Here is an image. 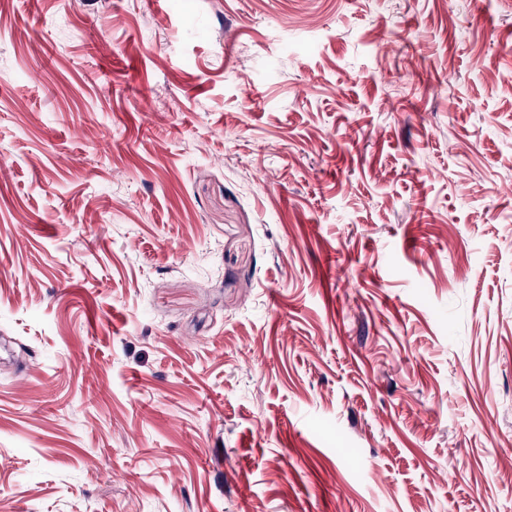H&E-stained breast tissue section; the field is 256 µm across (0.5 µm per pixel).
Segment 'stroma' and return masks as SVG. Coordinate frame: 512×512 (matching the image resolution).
Returning <instances> with one entry per match:
<instances>
[{"label":"stroma","mask_w":512,"mask_h":512,"mask_svg":"<svg viewBox=\"0 0 512 512\" xmlns=\"http://www.w3.org/2000/svg\"><path fill=\"white\" fill-rule=\"evenodd\" d=\"M0 512H512V0H0Z\"/></svg>","instance_id":"1"}]
</instances>
